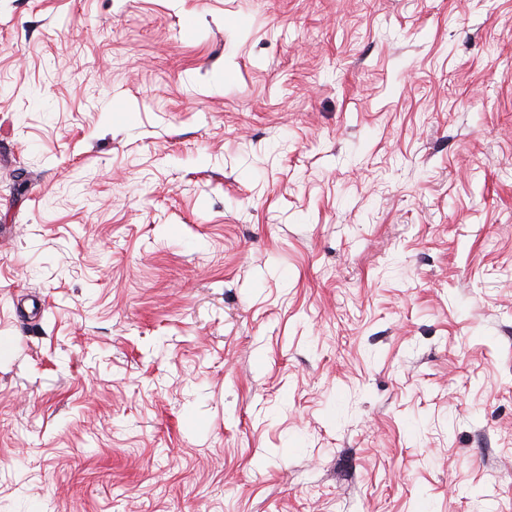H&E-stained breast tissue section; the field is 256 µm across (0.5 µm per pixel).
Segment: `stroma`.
Returning a JSON list of instances; mask_svg holds the SVG:
<instances>
[{"label": "stroma", "mask_w": 512, "mask_h": 512, "mask_svg": "<svg viewBox=\"0 0 512 512\" xmlns=\"http://www.w3.org/2000/svg\"><path fill=\"white\" fill-rule=\"evenodd\" d=\"M0 512H512V0H0Z\"/></svg>", "instance_id": "1"}]
</instances>
